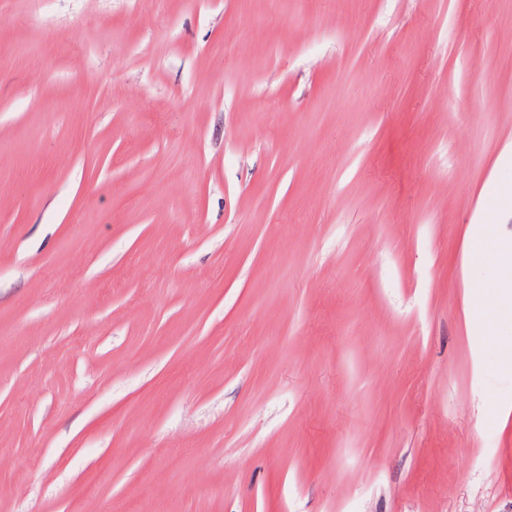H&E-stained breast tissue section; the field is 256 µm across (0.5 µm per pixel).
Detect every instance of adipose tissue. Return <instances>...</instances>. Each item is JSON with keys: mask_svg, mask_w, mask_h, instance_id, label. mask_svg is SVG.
<instances>
[{"mask_svg": "<svg viewBox=\"0 0 512 512\" xmlns=\"http://www.w3.org/2000/svg\"><path fill=\"white\" fill-rule=\"evenodd\" d=\"M463 263L471 268H488V287L500 291L481 323L484 330H492L502 320L512 317V242L501 241L495 225H479L466 242Z\"/></svg>", "mask_w": 512, "mask_h": 512, "instance_id": "1", "label": "adipose tissue"}]
</instances>
